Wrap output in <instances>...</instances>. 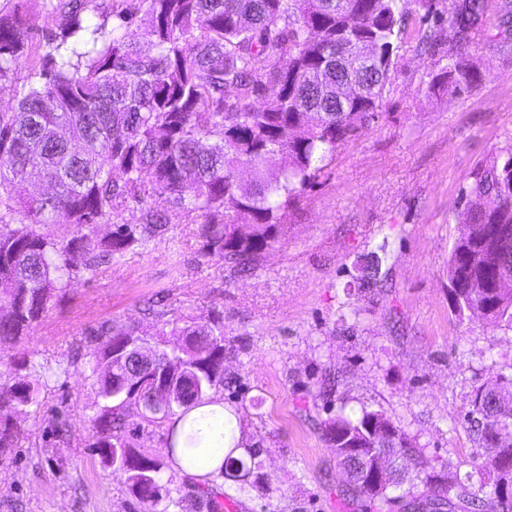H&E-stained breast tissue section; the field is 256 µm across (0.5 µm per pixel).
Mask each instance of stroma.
Returning <instances> with one entry per match:
<instances>
[{
  "mask_svg": "<svg viewBox=\"0 0 512 512\" xmlns=\"http://www.w3.org/2000/svg\"><path fill=\"white\" fill-rule=\"evenodd\" d=\"M410 17L375 120L341 145L299 198L254 269L200 256L190 224L172 225L75 280L27 336L0 345V382L38 364L41 405L0 462V512H145L120 473L86 444L99 398L87 377L98 329L154 335L179 315L224 317L225 385L257 452L247 481L216 487L233 512H363L324 425L339 412L379 410L400 425L427 473L478 490L482 465L467 415L477 387L512 376V331L458 321L448 259L460 191L479 162L512 143V52L475 36L466 61L483 75L456 96L433 93L453 34L420 40ZM380 283L357 288L367 256ZM135 450L162 463L168 489L154 512H207L199 482L175 471L167 428L127 418Z\"/></svg>",
  "mask_w": 512,
  "mask_h": 512,
  "instance_id": "stroma-1",
  "label": "stroma"
}]
</instances>
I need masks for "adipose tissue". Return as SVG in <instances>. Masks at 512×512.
Masks as SVG:
<instances>
[{
  "label": "adipose tissue",
  "mask_w": 512,
  "mask_h": 512,
  "mask_svg": "<svg viewBox=\"0 0 512 512\" xmlns=\"http://www.w3.org/2000/svg\"><path fill=\"white\" fill-rule=\"evenodd\" d=\"M170 426L176 432L174 469L202 480L220 475L227 453L243 457L248 445L236 415L216 398L178 412Z\"/></svg>",
  "instance_id": "1"
}]
</instances>
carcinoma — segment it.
<instances>
[{
	"instance_id": "cac0c4a2",
	"label": "carcinoma",
	"mask_w": 512,
	"mask_h": 512,
	"mask_svg": "<svg viewBox=\"0 0 512 512\" xmlns=\"http://www.w3.org/2000/svg\"><path fill=\"white\" fill-rule=\"evenodd\" d=\"M488 0H461L437 13V0H112V16L94 0H53L47 15L64 17L46 51L24 74L32 35L22 6L0 11V81L16 85V104L0 111V343L29 326L80 276L170 225H198L201 256L234 265L256 262L276 241L293 203L316 180L336 148L377 117L394 69V43L409 15L436 17L425 37L439 42L449 28L444 79L431 89L452 94L472 89L479 72L462 57L479 31ZM99 20H93V13ZM498 33L508 44L512 0L497 5ZM143 31L147 45L129 36ZM240 167L250 183L237 179ZM58 187L53 202L25 193L29 173ZM464 208L448 260V295L462 321L478 315L512 329V288L500 287L512 270V145L498 150L461 190ZM168 207L154 208L156 199ZM142 207V222L117 224L100 235L128 202ZM45 224H70L71 237L50 238ZM379 261L361 266L359 287L377 283ZM183 326H178V323ZM170 334L181 337L177 352L184 372L173 379L185 401L203 403L224 388V322L181 316ZM138 335L132 325L102 327L95 338L90 377L102 399L93 418L92 443L112 466V449L128 459L117 467L130 493L154 506L163 488L161 467L137 454L126 432L135 410L155 427L174 407L148 409L149 394L135 387L138 363L118 359ZM40 405V389L28 379L0 384V460L23 435L17 416ZM483 464L493 483L470 492L460 484L436 485L420 498L456 512H512V378L478 387L471 399ZM391 429L393 439L369 440L368 426ZM325 432L343 468L348 490L376 504L390 501L389 487L372 492L367 474L382 459L412 460L405 431L381 411L338 414Z\"/></svg>"
}]
</instances>
